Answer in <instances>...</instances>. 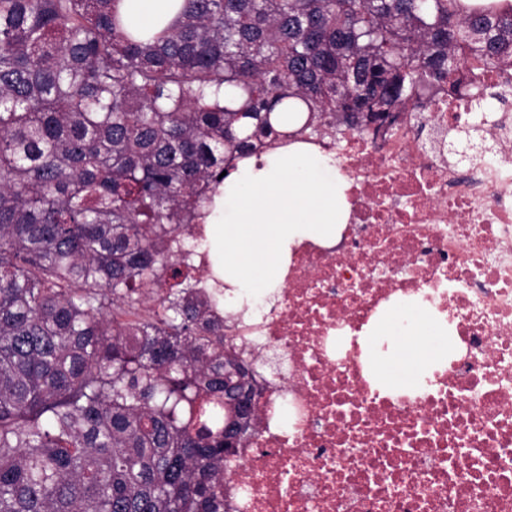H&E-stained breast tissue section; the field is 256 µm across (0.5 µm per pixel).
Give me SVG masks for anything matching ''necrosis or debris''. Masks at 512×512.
Wrapping results in <instances>:
<instances>
[{
  "instance_id": "obj_1",
  "label": "necrosis or debris",
  "mask_w": 512,
  "mask_h": 512,
  "mask_svg": "<svg viewBox=\"0 0 512 512\" xmlns=\"http://www.w3.org/2000/svg\"><path fill=\"white\" fill-rule=\"evenodd\" d=\"M462 74L467 94L423 96L387 130L315 140L349 219L337 243L294 251L273 304L226 310L196 249L205 223L172 237L261 390L224 458L226 512H512V111L484 105L497 146L483 163L449 160L475 89L501 83L472 58ZM401 296L446 314L461 343L415 398L372 389L358 344L338 342Z\"/></svg>"
}]
</instances>
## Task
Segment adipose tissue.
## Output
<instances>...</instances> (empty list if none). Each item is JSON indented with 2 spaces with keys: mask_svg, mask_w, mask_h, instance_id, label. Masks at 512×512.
Returning <instances> with one entry per match:
<instances>
[{
  "mask_svg": "<svg viewBox=\"0 0 512 512\" xmlns=\"http://www.w3.org/2000/svg\"><path fill=\"white\" fill-rule=\"evenodd\" d=\"M345 190L335 161L303 143L240 160L207 230L227 306L269 297L295 248L337 241L349 217ZM358 343L371 386L389 395L429 392L434 372L445 371L456 350L447 323L423 307L371 319Z\"/></svg>",
  "mask_w": 512,
  "mask_h": 512,
  "instance_id": "obj_1",
  "label": "adipose tissue"
}]
</instances>
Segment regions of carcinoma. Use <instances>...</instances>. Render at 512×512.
I'll list each match as a JSON object with an SVG mask.
<instances>
[{
    "label": "carcinoma",
    "mask_w": 512,
    "mask_h": 512,
    "mask_svg": "<svg viewBox=\"0 0 512 512\" xmlns=\"http://www.w3.org/2000/svg\"><path fill=\"white\" fill-rule=\"evenodd\" d=\"M120 3L0 0V512H225L252 415L163 236L267 141L459 94L461 47L512 62L494 3ZM171 0H126L125 12L131 26L158 29L161 18L169 9Z\"/></svg>",
    "instance_id": "carcinoma-1"
}]
</instances>
